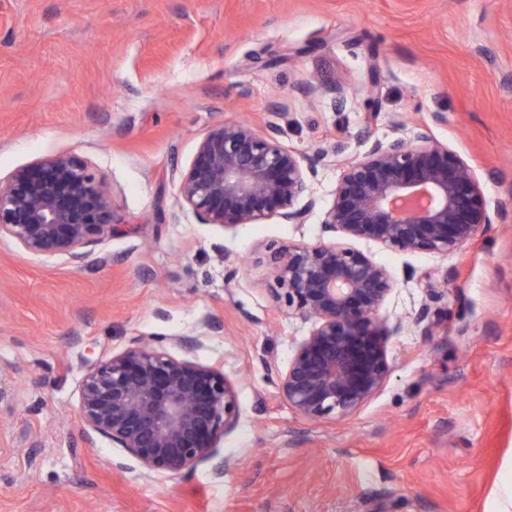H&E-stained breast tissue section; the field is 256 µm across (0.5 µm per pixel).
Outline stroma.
<instances>
[{"instance_id":"obj_1","label":"stroma","mask_w":512,"mask_h":512,"mask_svg":"<svg viewBox=\"0 0 512 512\" xmlns=\"http://www.w3.org/2000/svg\"><path fill=\"white\" fill-rule=\"evenodd\" d=\"M313 79L344 106L302 93ZM224 120L323 150L305 223L227 231L177 210L175 171ZM416 124L497 217L447 257L355 242L396 278L390 374L354 415L303 420L276 373L310 325L269 299L267 257L317 241L342 164ZM66 152L110 183L122 225L79 268L0 241V512H495L512 468V0H0V177ZM206 319L199 348L175 344ZM138 339L235 382L224 476L212 460L153 475L87 439L88 366Z\"/></svg>"}]
</instances>
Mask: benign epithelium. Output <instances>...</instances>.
<instances>
[{"mask_svg": "<svg viewBox=\"0 0 512 512\" xmlns=\"http://www.w3.org/2000/svg\"><path fill=\"white\" fill-rule=\"evenodd\" d=\"M269 125L224 121L199 142L177 178L176 204L199 224L233 229L276 218L302 224L314 210L315 159H304ZM315 243L285 242L271 255V300L312 329L278 374L280 397L301 418H345L389 376L394 328L382 310L391 271L354 241L409 254L453 255L492 224L472 166L429 127L374 140L343 167ZM112 190L73 153L32 162L0 179V240L29 255L82 266L119 222ZM305 200L298 208L296 203ZM80 418L149 473L177 475L212 459L239 418L236 384L223 371L135 341L85 373Z\"/></svg>", "mask_w": 512, "mask_h": 512, "instance_id": "7a95c632", "label": "benign epithelium"}]
</instances>
